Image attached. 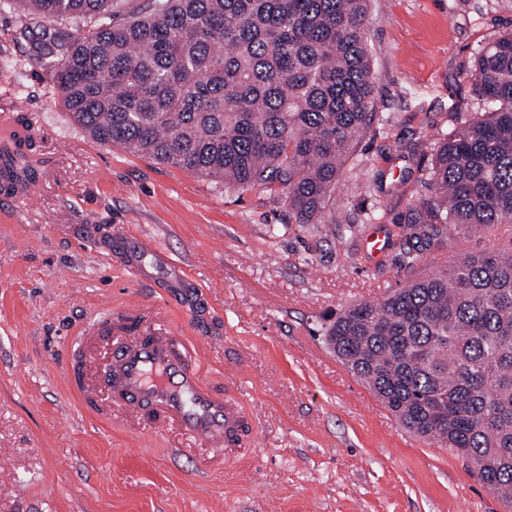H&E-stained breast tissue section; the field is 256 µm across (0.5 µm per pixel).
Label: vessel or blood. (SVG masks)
<instances>
[{"instance_id":"vessel-or-blood-1","label":"vessel or blood","mask_w":512,"mask_h":512,"mask_svg":"<svg viewBox=\"0 0 512 512\" xmlns=\"http://www.w3.org/2000/svg\"><path fill=\"white\" fill-rule=\"evenodd\" d=\"M103 341V372H94L86 351ZM61 378L81 407L103 420L131 417L147 432L176 425L187 438L213 449L241 447L247 417L232 397L216 394L203 381L200 359L182 337L156 329L130 331L100 313L73 337Z\"/></svg>"}]
</instances>
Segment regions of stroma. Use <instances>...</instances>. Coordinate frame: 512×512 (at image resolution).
Returning a JSON list of instances; mask_svg holds the SVG:
<instances>
[{
  "label": "stroma",
  "instance_id": "35a3bbf8",
  "mask_svg": "<svg viewBox=\"0 0 512 512\" xmlns=\"http://www.w3.org/2000/svg\"><path fill=\"white\" fill-rule=\"evenodd\" d=\"M369 13L375 115L321 223L299 224L284 196L91 139L36 56L66 22L0 10V113L44 161L26 204L0 199V512H512L455 451L405 429L321 331L408 281L405 220L430 194L436 143L488 109L471 72L512 31V0H371ZM377 229L378 255L365 248ZM143 239L185 287L150 255V281L123 270ZM493 247L512 239L452 226L425 258ZM105 310L189 336L212 388L244 407L248 445L221 457L83 411L58 366L66 337Z\"/></svg>",
  "mask_w": 512,
  "mask_h": 512
}]
</instances>
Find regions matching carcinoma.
I'll list each match as a JSON object with an SVG mask.
<instances>
[{"label": "carcinoma", "mask_w": 512, "mask_h": 512, "mask_svg": "<svg viewBox=\"0 0 512 512\" xmlns=\"http://www.w3.org/2000/svg\"><path fill=\"white\" fill-rule=\"evenodd\" d=\"M111 0H0L31 19H97L42 44L51 87L93 140L229 187L288 201L318 224L376 108L368 0H150L127 22ZM471 77L491 111L435 146L432 194L407 218V285L352 303L328 348L406 428L455 449L512 506V248L420 274L448 225L512 224V31ZM0 165L36 182L22 140Z\"/></svg>", "instance_id": "obj_1"}]
</instances>
